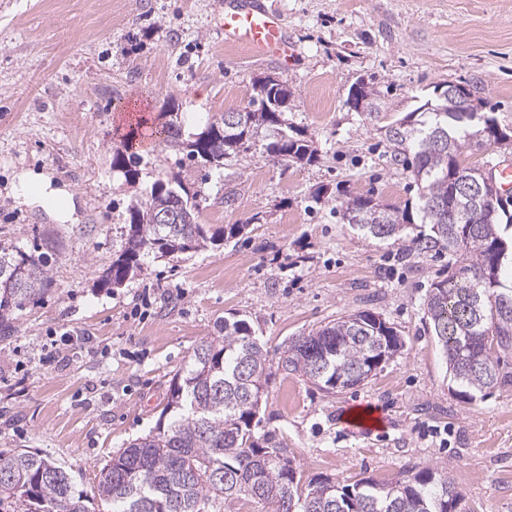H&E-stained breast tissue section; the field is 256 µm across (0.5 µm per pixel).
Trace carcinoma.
Returning <instances> with one entry per match:
<instances>
[{
    "mask_svg": "<svg viewBox=\"0 0 512 512\" xmlns=\"http://www.w3.org/2000/svg\"><path fill=\"white\" fill-rule=\"evenodd\" d=\"M355 99L377 110V91L356 83ZM467 107L451 108L441 93L388 125L391 158L402 162L421 187L417 200L403 209L373 197L348 196L336 211L352 227L380 242L413 236V251L448 253V276L430 285L423 306L450 378L474 401L502 383L500 352H512V201L498 206L490 221L465 212L467 200L457 190L462 174L479 168L470 155L512 137L490 115L469 118L478 101L456 84ZM252 109L244 127L229 134L224 117L197 133H184L178 113L162 112L159 144L182 151L191 160L216 169L249 151L260 135L268 156L311 163L313 141L288 126L284 114L292 92L282 81L270 86L255 79ZM141 154L135 137L126 135L112 151V169L134 184ZM178 192L187 203L186 224H152L148 209ZM196 194L177 176L160 174L127 210L126 242L112 258L102 285L117 288L144 261L187 255L184 231L197 238V250L232 238L244 225L211 229L199 221L191 202ZM48 260L19 247L0 246V325L51 282ZM224 336L199 345L190 364L170 380L160 423L112 455L96 486L99 500L117 512H242L243 504L263 502L270 512H467L465 497L448 476V468H425L391 483L357 480L344 483L311 480L301 484L283 442L273 432L255 434L263 395L273 370L296 372L331 392L368 379L379 358L388 361L403 348L395 327L370 311L342 317L308 336L293 339L276 359L245 319L224 320ZM0 512H87L83 495L58 463L34 452L0 454Z\"/></svg>",
    "mask_w": 512,
    "mask_h": 512,
    "instance_id": "cac0c4a2",
    "label": "carcinoma"
}]
</instances>
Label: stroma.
<instances>
[{
  "label": "stroma",
  "mask_w": 512,
  "mask_h": 512,
  "mask_svg": "<svg viewBox=\"0 0 512 512\" xmlns=\"http://www.w3.org/2000/svg\"><path fill=\"white\" fill-rule=\"evenodd\" d=\"M268 2L301 49L285 63L225 43L221 0H0V244L45 255L51 277L0 331V453L48 456L89 512H110L93 495L101 470L157 427L170 378L224 319H247L274 353L368 310L402 351L333 394L273 375L258 432L278 434L306 481L392 482L444 466L472 512H512V380L465 402L424 314L447 255L402 257V242L365 237L336 212L348 195L416 200L384 130L435 87L468 86L512 135V0ZM264 75L291 89L286 117L313 139L316 162L283 164L255 145L217 170L151 147L139 183L113 171L133 112L151 122L173 99L194 132L248 107ZM361 80L378 89L377 112L347 106ZM30 171L74 193L78 223L17 198ZM160 172L197 191L201 223L242 234L102 287L129 204ZM361 403L387 416L373 434L343 423Z\"/></svg>",
  "instance_id": "35a3bbf8"
}]
</instances>
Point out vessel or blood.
<instances>
[{
    "label": "vessel or blood",
    "mask_w": 512,
    "mask_h": 512,
    "mask_svg": "<svg viewBox=\"0 0 512 512\" xmlns=\"http://www.w3.org/2000/svg\"><path fill=\"white\" fill-rule=\"evenodd\" d=\"M219 27L225 42L247 47L254 52L287 60L297 53L289 41L281 14L261 0H224Z\"/></svg>",
    "instance_id": "obj_1"
}]
</instances>
